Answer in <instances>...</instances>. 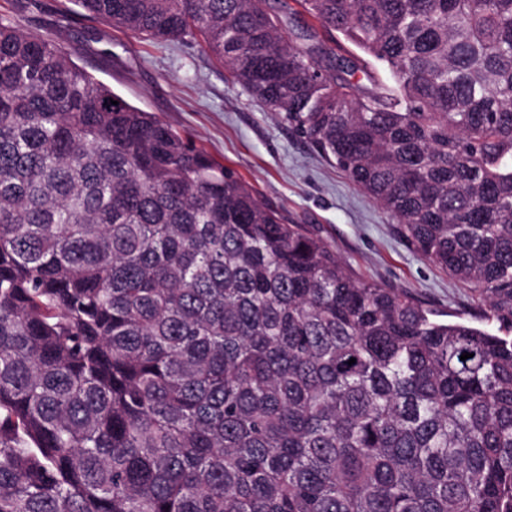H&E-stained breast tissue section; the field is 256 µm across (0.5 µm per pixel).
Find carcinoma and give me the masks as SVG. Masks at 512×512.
I'll use <instances>...</instances> for the list:
<instances>
[{
	"label": "carcinoma",
	"mask_w": 512,
	"mask_h": 512,
	"mask_svg": "<svg viewBox=\"0 0 512 512\" xmlns=\"http://www.w3.org/2000/svg\"><path fill=\"white\" fill-rule=\"evenodd\" d=\"M75 2L200 37L497 329L0 21V512H512V0Z\"/></svg>",
	"instance_id": "obj_1"
}]
</instances>
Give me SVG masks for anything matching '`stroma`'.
<instances>
[{"instance_id":"1","label":"stroma","mask_w":512,"mask_h":512,"mask_svg":"<svg viewBox=\"0 0 512 512\" xmlns=\"http://www.w3.org/2000/svg\"><path fill=\"white\" fill-rule=\"evenodd\" d=\"M0 20L55 39L80 67L249 183L284 223L323 239L356 277L487 326L473 286L420 256L369 195L254 100L200 39L160 44L74 0H0Z\"/></svg>"}]
</instances>
